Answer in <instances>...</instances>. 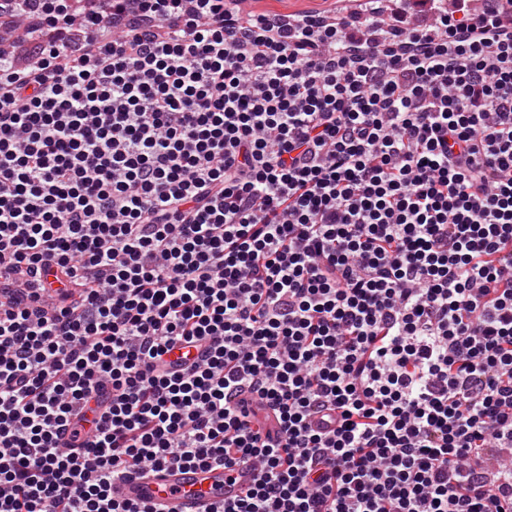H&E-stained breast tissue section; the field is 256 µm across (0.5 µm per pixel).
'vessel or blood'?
<instances>
[{"mask_svg": "<svg viewBox=\"0 0 512 512\" xmlns=\"http://www.w3.org/2000/svg\"><path fill=\"white\" fill-rule=\"evenodd\" d=\"M251 481L247 468L164 466L133 471L114 481L115 498L146 503L153 512H214L225 498L240 494Z\"/></svg>", "mask_w": 512, "mask_h": 512, "instance_id": "b4317fda", "label": "vessel or blood"}]
</instances>
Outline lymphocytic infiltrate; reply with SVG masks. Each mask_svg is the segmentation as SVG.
<instances>
[{
	"instance_id": "f902f5d3",
	"label": "lymphocytic infiltrate",
	"mask_w": 512,
	"mask_h": 512,
	"mask_svg": "<svg viewBox=\"0 0 512 512\" xmlns=\"http://www.w3.org/2000/svg\"><path fill=\"white\" fill-rule=\"evenodd\" d=\"M4 17L0 512H512V0ZM250 481L251 472L245 467L224 472V466H163L125 473L112 483V496L144 502L154 512H214L224 498L240 494Z\"/></svg>"
}]
</instances>
